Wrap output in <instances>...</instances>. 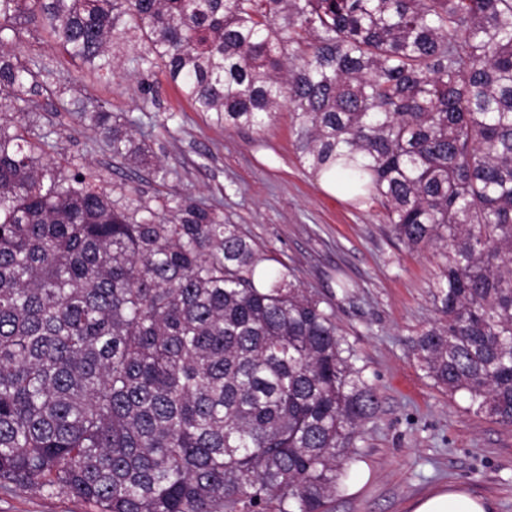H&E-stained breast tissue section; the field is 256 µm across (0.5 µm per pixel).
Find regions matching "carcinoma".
Returning a JSON list of instances; mask_svg holds the SVG:
<instances>
[{
    "instance_id": "carcinoma-1",
    "label": "carcinoma",
    "mask_w": 512,
    "mask_h": 512,
    "mask_svg": "<svg viewBox=\"0 0 512 512\" xmlns=\"http://www.w3.org/2000/svg\"><path fill=\"white\" fill-rule=\"evenodd\" d=\"M22 19L99 76L129 47L226 130L293 112L315 175L443 251L413 354L512 423V0H0V113L55 76L15 54ZM83 117L145 155L134 119ZM48 146L0 123V482L96 512H329L377 407L332 310L212 209L122 204Z\"/></svg>"
}]
</instances>
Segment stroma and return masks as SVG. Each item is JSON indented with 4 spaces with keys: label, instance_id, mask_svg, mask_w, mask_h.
Wrapping results in <instances>:
<instances>
[{
    "label": "stroma",
    "instance_id": "obj_1",
    "mask_svg": "<svg viewBox=\"0 0 512 512\" xmlns=\"http://www.w3.org/2000/svg\"><path fill=\"white\" fill-rule=\"evenodd\" d=\"M14 48L57 68L40 110L24 117L31 136H50L45 162L86 172L118 201L138 195L159 213L184 197L213 208L332 308L378 405L350 447L331 512H408L424 492L448 484L512 512V424L475 412L464 393L448 394L412 353L413 339L438 317L430 291L440 256L408 249L381 206L354 208L312 174L295 152L291 112L260 130L227 131L194 111L163 72L141 80L125 50L114 53L113 75L100 78L51 47L35 23L22 25ZM81 101L136 118L131 134L146 161L113 157L80 119ZM157 164L168 169L166 182L154 178ZM0 512L93 509L47 488L2 485Z\"/></svg>",
    "mask_w": 512,
    "mask_h": 512
}]
</instances>
